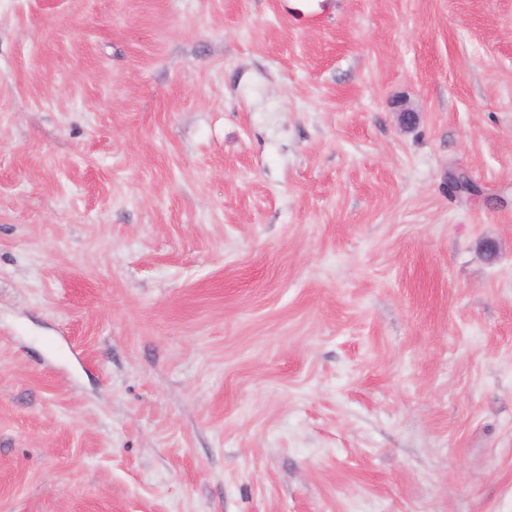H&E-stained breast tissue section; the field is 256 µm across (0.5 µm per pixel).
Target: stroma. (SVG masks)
I'll use <instances>...</instances> for the list:
<instances>
[{
  "mask_svg": "<svg viewBox=\"0 0 512 512\" xmlns=\"http://www.w3.org/2000/svg\"><path fill=\"white\" fill-rule=\"evenodd\" d=\"M0 512H512V0H0Z\"/></svg>",
  "mask_w": 512,
  "mask_h": 512,
  "instance_id": "35a3bbf8",
  "label": "stroma"
}]
</instances>
